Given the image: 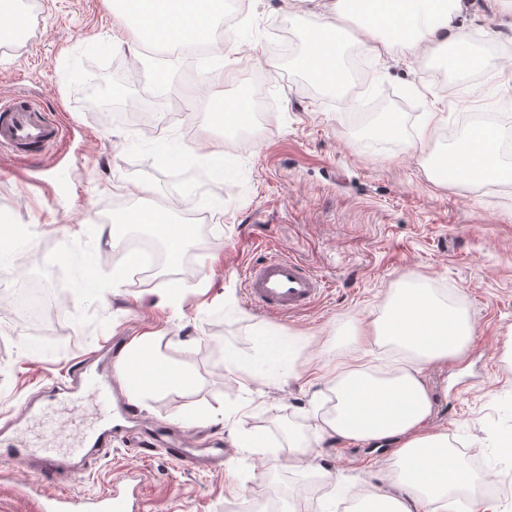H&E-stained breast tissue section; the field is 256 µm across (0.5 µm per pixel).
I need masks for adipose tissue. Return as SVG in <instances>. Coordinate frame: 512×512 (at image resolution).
Wrapping results in <instances>:
<instances>
[{
	"mask_svg": "<svg viewBox=\"0 0 512 512\" xmlns=\"http://www.w3.org/2000/svg\"><path fill=\"white\" fill-rule=\"evenodd\" d=\"M214 0H123L134 18L132 34L138 42L176 46L211 30ZM323 22L309 30L305 57L330 90L342 77L346 24L363 27L369 38L363 48L376 56L417 54L426 44L451 46L448 69L466 71L484 66V59L464 49L465 33L452 21L468 8L466 0H300ZM498 135L486 129L469 133L451 153L448 166L454 180L484 185L502 181L505 171L497 154ZM158 209L138 210L133 225L157 231L171 261L188 247L190 225H158ZM474 334L467 313L426 288L396 292L382 314L358 320L349 348L343 353L332 384L336 398L321 425L325 436L393 446V461L415 490L414 495L391 497L388 512H453L454 489L472 479L461 460L448 448V435L428 429L432 402L425 369L461 358ZM389 347L410 355V367L377 376L359 365L369 346Z\"/></svg>",
	"mask_w": 512,
	"mask_h": 512,
	"instance_id": "obj_1",
	"label": "adipose tissue"
}]
</instances>
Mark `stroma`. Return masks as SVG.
I'll return each instance as SVG.
<instances>
[{"label": "stroma", "instance_id": "stroma-1", "mask_svg": "<svg viewBox=\"0 0 512 512\" xmlns=\"http://www.w3.org/2000/svg\"><path fill=\"white\" fill-rule=\"evenodd\" d=\"M246 3L247 21L232 29L241 52L160 57L158 71L173 87L160 98L136 71L142 51L113 0H32L27 39L0 47V99L29 96L64 128L40 161L0 152V275L42 281L54 293L37 334L0 288V443L48 435L59 452L73 447L96 415L70 395L43 411L46 391L103 341L123 336L127 360L144 349L192 378L131 395L140 426L171 424L188 447L229 449L236 473L188 469L160 450L139 456L118 438L110 456L91 460L76 493L96 496L132 473L141 512H241L242 486L259 488L281 512H346L353 486L398 493L391 447L329 438L319 426L333 409L330 370L353 324L377 312L400 274L412 272L467 306L475 328L460 359L427 370L429 426L447 433L477 476L461 489L457 512H512V492L486 489L512 476V451L498 443L512 431V363L504 358L512 340V182L451 185L426 162L461 141L463 115L512 116V79L495 72L489 86L461 94L465 74H430L441 54L433 46L411 57L365 56L355 98L315 93L295 56L272 71L264 64L278 28L302 51L311 17L283 0ZM456 23L469 49L487 45L512 56V16L497 14L489 0H471ZM99 44L108 56L91 55ZM104 76L132 85L133 98L90 106L86 90ZM406 89L411 98L400 99ZM242 94L264 112L247 138L236 139L214 120L213 104ZM364 98L399 115L400 136L365 144L380 115L357 120ZM436 107L426 153H413ZM215 150L235 160V177H211ZM147 184L172 219L197 216L184 255L189 274L149 287L128 275L116 289L119 251L100 242L97 215L119 200L140 207ZM274 252L321 280L324 293L309 310L280 316L250 303L246 272ZM271 339L288 343L287 360L251 377L227 366V349L260 361ZM290 429L331 481L284 464L265 469L260 449L237 438L261 435L286 458Z\"/></svg>", "mask_w": 512, "mask_h": 512}]
</instances>
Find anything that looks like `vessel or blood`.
Wrapping results in <instances>:
<instances>
[{
    "label": "vessel or blood",
    "mask_w": 512,
    "mask_h": 512,
    "mask_svg": "<svg viewBox=\"0 0 512 512\" xmlns=\"http://www.w3.org/2000/svg\"><path fill=\"white\" fill-rule=\"evenodd\" d=\"M62 135L61 126L43 112L27 96L19 94L0 102V149L9 151L14 158L29 161L45 154ZM247 293L263 311L288 315L308 309L322 293L316 276L297 261L282 255L269 256L260 265L249 269L246 276ZM110 374L100 377L91 373L87 363L75 364L69 377L79 386L90 401L110 404L105 422L83 435L72 455L76 462L64 465L61 456L51 448L36 449L23 442L0 448V467L31 471L35 479L54 477L55 489H42L38 512H135L132 496L119 488L85 498L69 492V484L80 481L86 470L79 460L85 457L88 447H107L112 438L125 430L127 421L134 419V404L114 401L112 383L119 380L128 386L138 385L140 376L118 361L117 349H110ZM173 426L140 437L138 447L150 451L158 444H165L168 458L183 466L193 465L189 451L173 445Z\"/></svg>",
    "instance_id": "obj_1"
}]
</instances>
